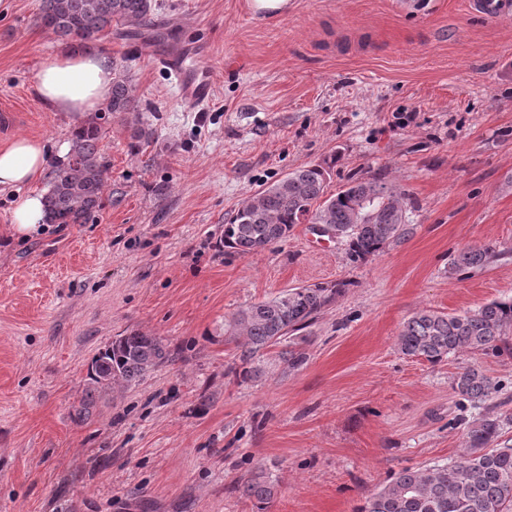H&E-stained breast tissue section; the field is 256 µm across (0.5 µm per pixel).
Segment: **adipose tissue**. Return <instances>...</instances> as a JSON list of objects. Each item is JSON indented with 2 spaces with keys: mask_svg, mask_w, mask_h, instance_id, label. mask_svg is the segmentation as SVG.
<instances>
[{
  "mask_svg": "<svg viewBox=\"0 0 512 512\" xmlns=\"http://www.w3.org/2000/svg\"><path fill=\"white\" fill-rule=\"evenodd\" d=\"M112 85V60L101 53L65 50L45 61L36 93L49 112H66L83 120L107 100ZM50 153L43 141L24 136L0 149V190L35 182L45 171Z\"/></svg>",
  "mask_w": 512,
  "mask_h": 512,
  "instance_id": "obj_1",
  "label": "adipose tissue"
}]
</instances>
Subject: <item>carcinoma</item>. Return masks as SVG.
Here are the masks:
<instances>
[{"instance_id": "obj_1", "label": "carcinoma", "mask_w": 512, "mask_h": 512, "mask_svg": "<svg viewBox=\"0 0 512 512\" xmlns=\"http://www.w3.org/2000/svg\"><path fill=\"white\" fill-rule=\"evenodd\" d=\"M152 0H42L37 22L77 50L96 46L114 26L130 29L152 22ZM139 111L127 72L112 64V90L98 114L77 127L66 160L56 164L45 196V222L85 224L102 207L108 168L100 152L101 121L129 122L131 147L152 132L129 116ZM336 158L300 167L258 191L224 225V247L251 254L288 239L298 224H327L345 246L352 264L368 261L412 234L407 219V195L380 178H355L335 193L327 191ZM501 255L493 244L469 246L448 264L452 275L464 268L486 266ZM347 282L318 283L290 288L278 296L251 304L228 322L230 335L243 339L239 377L251 376L255 356L280 345L288 367L305 361L292 335L308 328L324 307L344 292ZM512 298L493 300L475 310L445 314L431 309L414 313L397 336L399 352L435 366L464 351L512 355ZM177 350L158 336L131 332L117 336L92 358L87 370L85 398L77 415L89 414L95 397L117 384L132 385L149 371L173 362ZM452 388L462 402L482 410L466 427L463 452L454 460L405 467L377 492L367 496L355 512H512V442L501 440L512 426V413L494 402L500 384L481 369L457 373ZM244 496L267 505L275 485L263 472L253 473L241 486Z\"/></svg>"}]
</instances>
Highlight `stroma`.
Listing matches in <instances>:
<instances>
[{
    "mask_svg": "<svg viewBox=\"0 0 512 512\" xmlns=\"http://www.w3.org/2000/svg\"><path fill=\"white\" fill-rule=\"evenodd\" d=\"M41 0H0V147L70 142L75 120L36 94L64 43ZM157 0L154 29L96 45L128 73L138 148L115 119L99 143L103 206L85 224L11 236V213L48 178L0 191V512H354L404 467L463 450L454 376L475 366L512 397V355L440 365L402 355L414 312L512 297V19L473 0ZM207 45L213 95L185 110L153 55ZM336 158L329 192L379 177L409 194L411 237L358 266L309 226L250 255L224 246L241 202L299 167ZM503 256L449 274L463 248ZM344 294L300 332L291 369L271 347L237 380L224 321L320 282ZM141 331L175 362L76 409L92 357ZM265 471L266 509L238 486ZM251 10L266 17L288 15L290 0H249Z\"/></svg>",
    "mask_w": 512,
    "mask_h": 512,
    "instance_id": "1",
    "label": "stroma"
}]
</instances>
